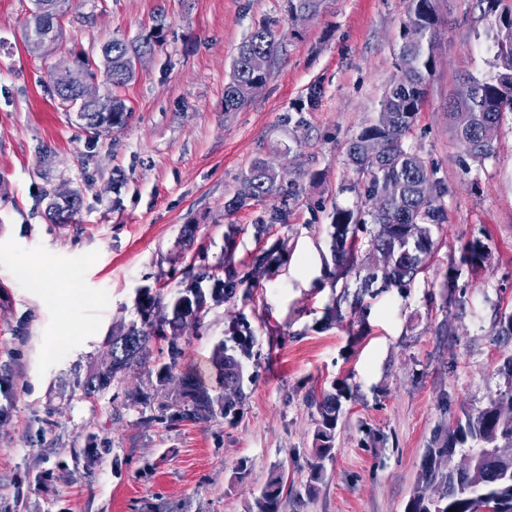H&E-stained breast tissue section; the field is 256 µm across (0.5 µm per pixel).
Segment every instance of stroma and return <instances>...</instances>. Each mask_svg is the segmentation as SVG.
<instances>
[{
  "mask_svg": "<svg viewBox=\"0 0 512 512\" xmlns=\"http://www.w3.org/2000/svg\"><path fill=\"white\" fill-rule=\"evenodd\" d=\"M436 3V67L407 143L444 185L446 221L409 288L358 307L343 290L354 276L336 278L331 214L363 199L346 148L397 75L408 0H324L236 112L224 109L232 60L259 21H287L286 0H73L45 57L26 47L31 0H0V363L13 402L0 421V512H132L141 500L249 512L274 470L286 480L280 512H405L436 430L504 387L512 353L494 341L498 316L512 311V113L479 164L448 120L463 78L492 71L498 16L476 0ZM159 19L163 41L118 91L127 124L85 132L49 92L51 71L80 51L100 58L112 37L136 38ZM258 159L294 192L285 222L262 237L254 225L275 199L225 209ZM60 187L81 197L68 224L46 215ZM475 237L491 260L476 275L460 266L448 299V260ZM269 248L271 270L255 276L252 259ZM33 257L73 296L85 337L57 325L29 276ZM223 263L240 287L188 328L182 366L209 378L213 348L246 322L254 344L238 415L143 424L134 395L156 408L176 390L146 368L94 403L73 392L110 331L140 323L144 291L176 292ZM333 389L336 441L311 494L315 401ZM91 434L99 459L89 466L80 454Z\"/></svg>",
  "mask_w": 512,
  "mask_h": 512,
  "instance_id": "stroma-1",
  "label": "stroma"
}]
</instances>
